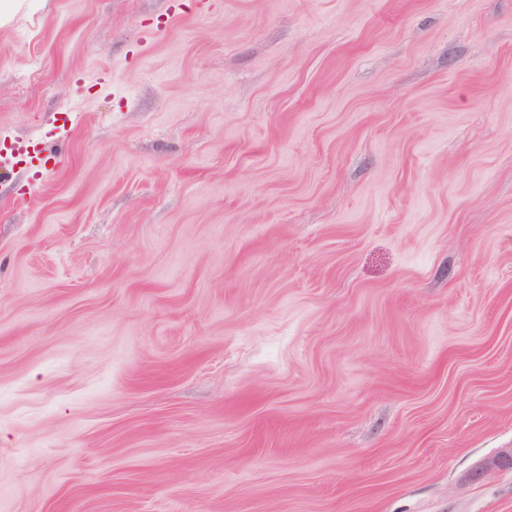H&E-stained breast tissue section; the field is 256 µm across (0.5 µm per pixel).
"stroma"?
Here are the masks:
<instances>
[{"instance_id": "35a3bbf8", "label": "stroma", "mask_w": 512, "mask_h": 512, "mask_svg": "<svg viewBox=\"0 0 512 512\" xmlns=\"http://www.w3.org/2000/svg\"><path fill=\"white\" fill-rule=\"evenodd\" d=\"M17 0L0 512H512V0Z\"/></svg>"}]
</instances>
